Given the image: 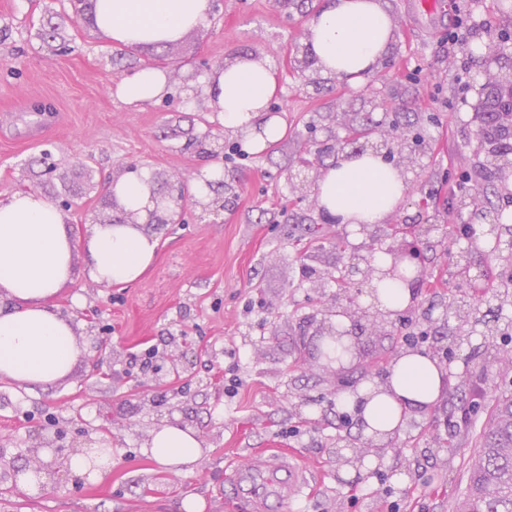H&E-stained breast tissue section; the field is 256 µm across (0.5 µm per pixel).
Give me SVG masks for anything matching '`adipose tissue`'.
I'll list each match as a JSON object with an SVG mask.
<instances>
[{"label":"adipose tissue","mask_w":512,"mask_h":512,"mask_svg":"<svg viewBox=\"0 0 512 512\" xmlns=\"http://www.w3.org/2000/svg\"><path fill=\"white\" fill-rule=\"evenodd\" d=\"M209 0H94V24L117 48L163 45L180 39L206 20ZM394 40L383 0H330L306 24L305 42L322 77L358 84L379 67ZM279 89L278 71L268 58L237 57L202 82L208 108L225 131L243 135L255 152L280 141L286 128L268 112ZM165 73L143 66L119 85L129 104L165 97ZM151 176L142 167L125 171L108 187L128 211L153 208ZM400 168L382 155L348 154L330 165L315 186L318 204L340 223L358 230L382 224L407 196ZM159 240L143 224H95L84 239L89 276L107 285L131 284L153 265ZM76 246L68 216L40 192L17 190L0 198V376L18 382L52 383L65 378L82 348L77 328L63 318L54 299L74 275ZM376 277L368 299L391 315L412 303V289L400 282L390 257L376 252ZM448 389L446 367L422 349L401 350L386 377L340 394L356 413L365 437L386 443L401 434L414 413L432 410ZM145 453L161 467L183 469L203 454L195 431L179 423L155 429Z\"/></svg>","instance_id":"obj_1"}]
</instances>
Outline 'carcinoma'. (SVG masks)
Masks as SVG:
<instances>
[{
  "mask_svg": "<svg viewBox=\"0 0 512 512\" xmlns=\"http://www.w3.org/2000/svg\"><path fill=\"white\" fill-rule=\"evenodd\" d=\"M455 512H512V397L504 396L469 467Z\"/></svg>",
  "mask_w": 512,
  "mask_h": 512,
  "instance_id": "obj_1",
  "label": "carcinoma"
}]
</instances>
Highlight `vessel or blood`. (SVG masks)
Listing matches in <instances>:
<instances>
[{"label": "vessel or blood", "mask_w": 512, "mask_h": 512, "mask_svg": "<svg viewBox=\"0 0 512 512\" xmlns=\"http://www.w3.org/2000/svg\"><path fill=\"white\" fill-rule=\"evenodd\" d=\"M303 468L285 463L283 457L266 460L263 467L236 472L233 482L253 512H263L269 499L284 502L302 494L307 485Z\"/></svg>", "instance_id": "obj_1"}]
</instances>
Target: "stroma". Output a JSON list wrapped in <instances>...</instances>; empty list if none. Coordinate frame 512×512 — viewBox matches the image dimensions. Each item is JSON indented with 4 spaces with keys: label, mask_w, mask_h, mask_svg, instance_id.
<instances>
[{
    "label": "stroma",
    "mask_w": 512,
    "mask_h": 512,
    "mask_svg": "<svg viewBox=\"0 0 512 512\" xmlns=\"http://www.w3.org/2000/svg\"><path fill=\"white\" fill-rule=\"evenodd\" d=\"M328 0H303L288 13L275 0H224L216 27H202L165 47L121 51L92 23L74 21L61 0H0V194L33 190L65 197L70 223L113 218L107 186L118 167L136 161L171 178L196 179L223 169L211 191L224 210L201 214L158 234L153 268L128 285L93 281L83 250L75 276L56 300L75 320L85 345L99 326L110 328V376L95 374L80 356L53 384L0 378V453L16 468L32 466L28 448L41 425L69 426L81 418L95 440L112 442V466L98 481L73 486L56 474L52 493L19 495L0 477V512H251L228 487L235 471L262 467L288 453L309 484L270 512H454L467 484L470 459L483 445L500 397L512 393L498 357L512 341V296H473L454 270L470 263L490 277L512 274V251L490 255L469 247L458 231L454 198L462 174L491 213L512 212V190L484 171L486 146L462 97L479 78L475 58L496 47L495 31L512 23L500 0H470L473 34L448 42V26L412 20L413 0H385L395 29L388 71L357 87L328 83L320 93L285 72L304 45L308 17ZM259 54L280 69L276 104L286 136L253 155L203 154L198 141L217 118L193 90L215 63ZM167 68L168 95L131 106L117 95L123 78L155 59ZM397 117L421 132L426 156L407 169L405 203L370 236L353 238L342 224L324 223L309 201L291 191L288 173L309 134L324 137L347 122ZM88 155L87 163L76 154ZM54 175H46L47 163ZM410 241L416 245L413 307L386 321L381 334L357 336L344 368L318 355L323 310L340 289L336 278L363 250ZM485 317L489 335L471 334V317ZM426 350L449 368L448 392L429 413L413 414L389 441L373 470L363 471L364 437L342 391L382 377L406 347ZM181 356L178 368L166 360ZM236 376L235 396L224 391ZM479 412L462 418L473 387ZM166 422L192 427L204 453L191 471L158 466L142 452Z\"/></svg>",
    "instance_id": "stroma-1"
}]
</instances>
